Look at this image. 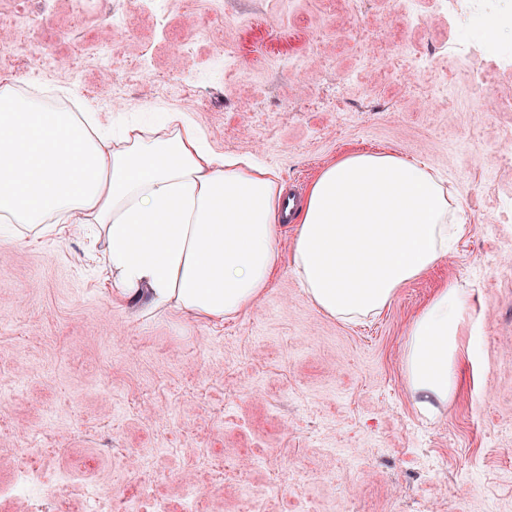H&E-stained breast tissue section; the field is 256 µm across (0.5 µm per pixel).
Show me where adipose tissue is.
I'll use <instances>...</instances> for the list:
<instances>
[{
    "mask_svg": "<svg viewBox=\"0 0 512 512\" xmlns=\"http://www.w3.org/2000/svg\"><path fill=\"white\" fill-rule=\"evenodd\" d=\"M278 173L203 142L187 113L113 133L93 112H59L0 77V236L42 238L81 216L98 227L112 297L142 315L237 318L281 268L325 314L379 315L399 288L448 257L464 225L448 191L400 155L357 152L310 185L282 239ZM472 302L441 284L410 325L404 350L417 408L438 414L458 393Z\"/></svg>",
    "mask_w": 512,
    "mask_h": 512,
    "instance_id": "1",
    "label": "adipose tissue"
}]
</instances>
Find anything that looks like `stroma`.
I'll use <instances>...</instances> for the list:
<instances>
[{"label":"stroma","instance_id":"obj_1","mask_svg":"<svg viewBox=\"0 0 512 512\" xmlns=\"http://www.w3.org/2000/svg\"><path fill=\"white\" fill-rule=\"evenodd\" d=\"M431 0H0V76L86 100L107 125L188 113L208 145L306 192L327 164L392 151L447 181L450 256L358 323L281 269L244 316L208 323L115 305L78 219L0 243V512H512V43L469 33L491 95ZM467 288L459 393L433 418L407 387L411 322Z\"/></svg>","mask_w":512,"mask_h":512}]
</instances>
